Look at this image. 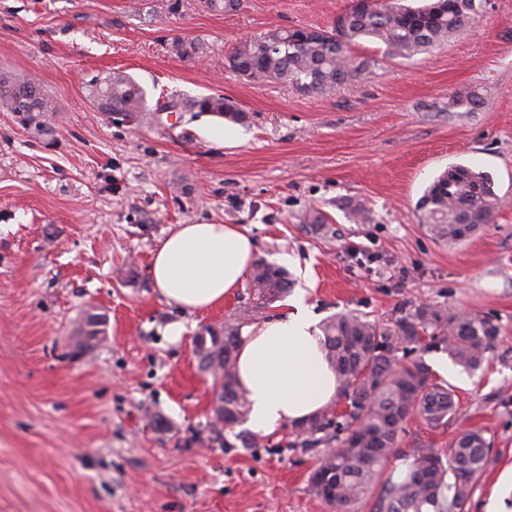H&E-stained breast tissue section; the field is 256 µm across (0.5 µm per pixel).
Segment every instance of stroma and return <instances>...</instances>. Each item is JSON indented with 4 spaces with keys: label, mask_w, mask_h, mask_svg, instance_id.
<instances>
[{
    "label": "stroma",
    "mask_w": 512,
    "mask_h": 512,
    "mask_svg": "<svg viewBox=\"0 0 512 512\" xmlns=\"http://www.w3.org/2000/svg\"><path fill=\"white\" fill-rule=\"evenodd\" d=\"M352 2L0 0V72L37 79L57 105L48 140L0 111V512H329L309 487L318 452L289 447V427L254 448L213 428L193 339L250 300L242 287L189 314L160 296L148 269L177 224L240 225L322 320L391 325L424 300L491 317L500 337L483 368L447 381L461 422L493 440L468 512L494 494L512 512L499 484L512 468V0L329 95L228 70L237 43L330 26ZM192 39L202 53L181 56ZM113 71L149 101L218 93L247 119L125 123L88 90ZM473 90L482 107L449 109ZM452 163L488 174L501 205L480 234L443 246L415 204ZM357 203L370 222L354 223ZM313 211L328 218L317 233ZM89 311L105 334L84 352Z\"/></svg>",
    "instance_id": "stroma-1"
}]
</instances>
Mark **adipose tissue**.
<instances>
[{
    "label": "adipose tissue",
    "mask_w": 512,
    "mask_h": 512,
    "mask_svg": "<svg viewBox=\"0 0 512 512\" xmlns=\"http://www.w3.org/2000/svg\"><path fill=\"white\" fill-rule=\"evenodd\" d=\"M256 253L254 240L237 225L180 224L155 251L149 273L164 299L193 314L231 296ZM284 305L283 315L244 328L237 355L248 425L263 435L307 419L337 395L312 306L300 298Z\"/></svg>",
    "instance_id": "1"
}]
</instances>
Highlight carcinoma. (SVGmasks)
<instances>
[{"label":"carcinoma","instance_id":"cac0c4a2","mask_svg":"<svg viewBox=\"0 0 512 512\" xmlns=\"http://www.w3.org/2000/svg\"><path fill=\"white\" fill-rule=\"evenodd\" d=\"M336 17L328 29L274 28L233 48L232 71L257 84H285L304 95H328L353 82L370 66L352 56L369 41L385 59H413L440 49L473 23L487 0H431L417 8L401 0H360ZM98 108L136 124L153 111L146 91L130 76L114 71L91 84ZM0 110L17 114L20 124L39 135L53 133L57 107L36 79L0 75ZM181 111L208 113L240 123L247 115L220 94L198 96ZM500 199L491 178L465 165L448 167L417 203L420 224L445 245L459 244L494 221ZM294 281L287 269L259 258L247 278L252 312L285 298ZM250 312V313H252ZM250 313L205 326L194 338L200 369L223 371L220 400L225 430L247 420L249 401L237 382L236 352ZM104 333L93 312L82 318L78 335L88 343ZM500 328L477 312H462L440 302L418 304L386 326L364 315L339 312L322 324V345L334 367L346 412L334 420L325 409L299 424L294 448L320 449L309 477L310 488L331 512H356V505L378 494L375 512H465L474 483L483 474L492 442L483 430L465 427L441 452L422 442L400 452L405 425L412 417L432 429L459 419L456 393L433 375L424 360L429 351L445 352L464 371L482 369L494 350ZM403 461L396 477L385 476L392 460Z\"/></svg>","mask_w":512,"mask_h":512}]
</instances>
